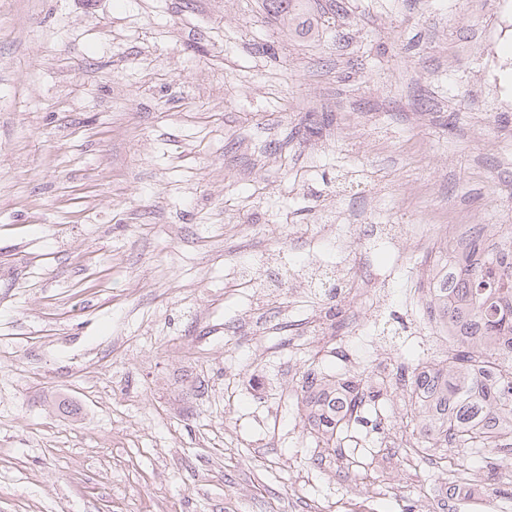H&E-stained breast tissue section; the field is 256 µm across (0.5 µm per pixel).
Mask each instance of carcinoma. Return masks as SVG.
<instances>
[{
    "label": "carcinoma",
    "instance_id": "1",
    "mask_svg": "<svg viewBox=\"0 0 512 512\" xmlns=\"http://www.w3.org/2000/svg\"><path fill=\"white\" fill-rule=\"evenodd\" d=\"M265 5L285 26L293 19L294 0ZM431 305L454 345L446 361L402 377L414 450L512 447V229L492 240L478 228ZM301 396L310 433L328 453L351 420L381 406L380 391L354 376L310 372Z\"/></svg>",
    "mask_w": 512,
    "mask_h": 512
}]
</instances>
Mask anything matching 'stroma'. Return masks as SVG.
<instances>
[{
  "mask_svg": "<svg viewBox=\"0 0 512 512\" xmlns=\"http://www.w3.org/2000/svg\"><path fill=\"white\" fill-rule=\"evenodd\" d=\"M296 11L0 0V512H448L400 389L330 455L300 386L440 362L414 235L512 224V0Z\"/></svg>",
  "mask_w": 512,
  "mask_h": 512,
  "instance_id": "stroma-1",
  "label": "stroma"
}]
</instances>
